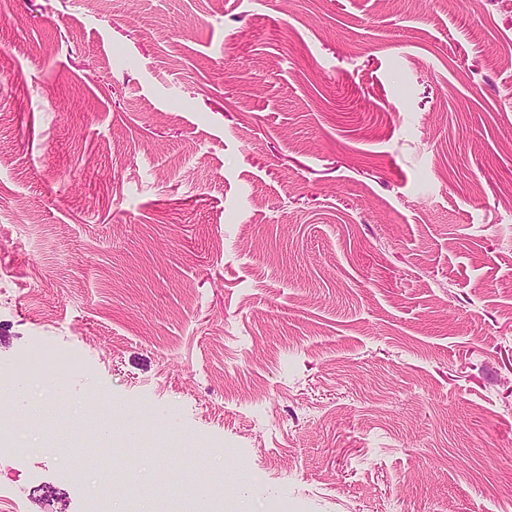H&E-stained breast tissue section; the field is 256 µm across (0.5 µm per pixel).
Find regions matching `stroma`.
I'll return each instance as SVG.
<instances>
[{"label":"stroma","instance_id":"1","mask_svg":"<svg viewBox=\"0 0 512 512\" xmlns=\"http://www.w3.org/2000/svg\"><path fill=\"white\" fill-rule=\"evenodd\" d=\"M19 402L0 512H512V0H0ZM53 452H49L58 462L73 470L72 462L79 460L81 462L95 463L99 454V448H93L89 443H85L81 448L75 445H64L60 448H53Z\"/></svg>","mask_w":512,"mask_h":512}]
</instances>
